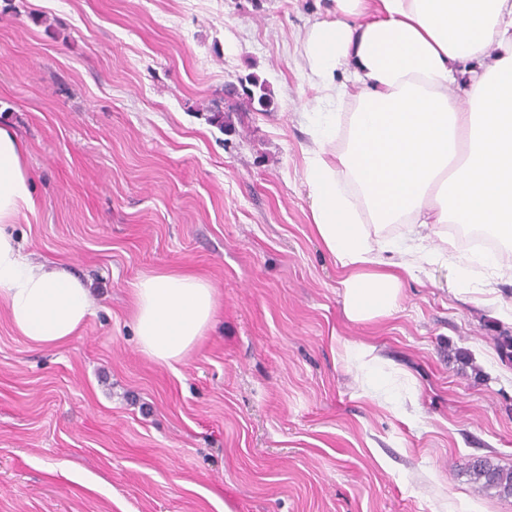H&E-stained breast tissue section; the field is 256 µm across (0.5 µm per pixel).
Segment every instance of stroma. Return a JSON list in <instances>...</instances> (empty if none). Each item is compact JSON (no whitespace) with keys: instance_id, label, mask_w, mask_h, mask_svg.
<instances>
[{"instance_id":"1","label":"stroma","mask_w":512,"mask_h":512,"mask_svg":"<svg viewBox=\"0 0 512 512\" xmlns=\"http://www.w3.org/2000/svg\"><path fill=\"white\" fill-rule=\"evenodd\" d=\"M324 8L0 0V126L32 189L10 229L94 302L62 347L31 344L0 306V512H512L468 470L512 468L496 343L512 278L479 267L459 288L464 244L428 227L449 258L406 281L399 311L343 314L303 185L302 42ZM162 268L202 275L218 302L171 368L131 321L132 282ZM363 343L367 380L348 359Z\"/></svg>"}]
</instances>
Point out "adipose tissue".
<instances>
[{"label": "adipose tissue", "mask_w": 512, "mask_h": 512, "mask_svg": "<svg viewBox=\"0 0 512 512\" xmlns=\"http://www.w3.org/2000/svg\"><path fill=\"white\" fill-rule=\"evenodd\" d=\"M308 79L321 103L353 99L347 146L329 151L336 115L305 160L313 230L341 271L353 322L392 316L405 278L441 261L422 244L431 224L485 228L507 249L456 258L512 271V0H332L306 31ZM344 79H337V72ZM463 93L468 107L455 95ZM15 137L0 128V304L36 345L67 343L92 314L84 284L22 255L9 229L31 200ZM405 224L400 242L370 226ZM133 326L151 361L182 362L212 326L209 282L161 269L131 285Z\"/></svg>", "instance_id": "adipose-tissue-1"}]
</instances>
